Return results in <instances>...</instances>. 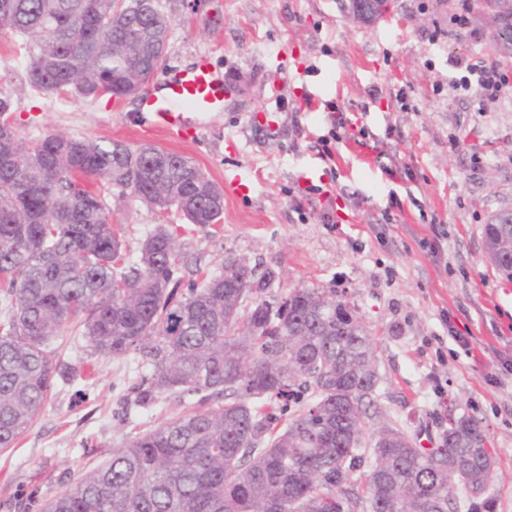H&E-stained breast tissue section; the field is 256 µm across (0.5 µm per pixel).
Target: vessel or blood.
Listing matches in <instances>:
<instances>
[{
    "mask_svg": "<svg viewBox=\"0 0 512 512\" xmlns=\"http://www.w3.org/2000/svg\"><path fill=\"white\" fill-rule=\"evenodd\" d=\"M230 93L229 84L203 61L172 71L161 82L159 93H146L141 107L153 116L156 129L175 135L181 130L183 113L203 117L223 111Z\"/></svg>",
    "mask_w": 512,
    "mask_h": 512,
    "instance_id": "b4317fda",
    "label": "vessel or blood"
}]
</instances>
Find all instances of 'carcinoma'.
<instances>
[{"label":"carcinoma","mask_w":512,"mask_h":512,"mask_svg":"<svg viewBox=\"0 0 512 512\" xmlns=\"http://www.w3.org/2000/svg\"><path fill=\"white\" fill-rule=\"evenodd\" d=\"M170 25L160 0H0V27L22 38L30 84L75 98L126 95L167 58L123 56L115 44ZM494 41L512 54V25ZM0 161V449L12 448L54 386L47 344L67 325L95 352H138L151 373L145 408L198 397L178 417L112 449L43 512H492L487 435L448 417L431 448L399 432L365 441L374 405V341L348 304L323 289L265 299L266 270H224L178 292V228L158 225L126 261L112 187L192 224H219L222 189L183 154L50 134ZM492 264L512 280V212L484 225ZM256 287L238 302L242 277ZM224 397L214 405L212 399ZM366 470L365 480L354 475Z\"/></svg>","instance_id":"carcinoma-1"}]
</instances>
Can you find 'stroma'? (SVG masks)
Segmentation results:
<instances>
[{"label":"stroma","mask_w":512,"mask_h":512,"mask_svg":"<svg viewBox=\"0 0 512 512\" xmlns=\"http://www.w3.org/2000/svg\"><path fill=\"white\" fill-rule=\"evenodd\" d=\"M167 70L207 59L232 88L224 111L186 114L185 137L152 127L139 100L41 92L22 40L0 29V96L22 139L49 134L151 143L193 157L224 189V219L185 223L130 192L107 202L129 258L157 225L174 224L183 281L226 258L274 267L267 300L296 288L345 299L375 342L379 382L369 429L389 426L432 447L449 415L473 414L494 450L486 495L512 512V281L488 258L483 227L512 210V56L496 55L484 0H391L368 24L339 0H160ZM466 14L467 27L456 21ZM504 76L479 99L450 79L466 64ZM341 118L342 127L332 125ZM327 194L311 191L309 169ZM470 336V351L450 338ZM59 378L34 424L0 451V512H41L143 429L183 412L176 397L126 414L147 370L70 330L50 342Z\"/></svg>","instance_id":"35a3bbf8"}]
</instances>
